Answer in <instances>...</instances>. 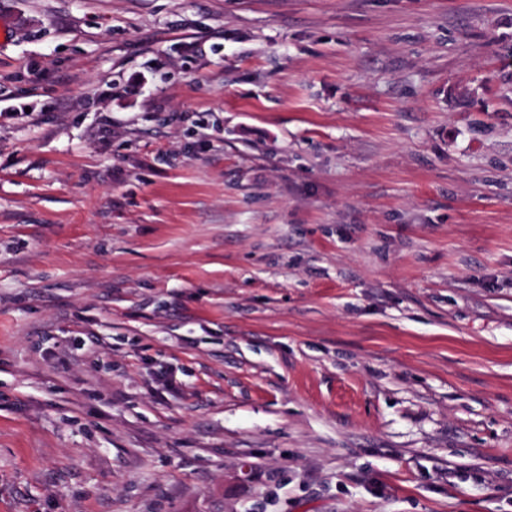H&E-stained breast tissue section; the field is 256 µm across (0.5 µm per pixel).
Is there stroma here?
Masks as SVG:
<instances>
[{
  "mask_svg": "<svg viewBox=\"0 0 512 512\" xmlns=\"http://www.w3.org/2000/svg\"><path fill=\"white\" fill-rule=\"evenodd\" d=\"M0 24V512H512V0Z\"/></svg>",
  "mask_w": 512,
  "mask_h": 512,
  "instance_id": "obj_1",
  "label": "stroma"
}]
</instances>
